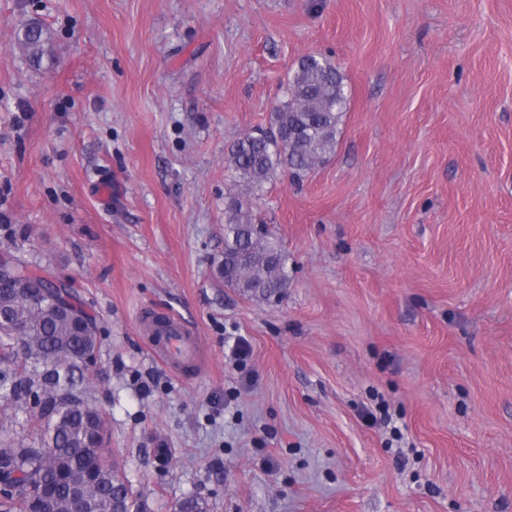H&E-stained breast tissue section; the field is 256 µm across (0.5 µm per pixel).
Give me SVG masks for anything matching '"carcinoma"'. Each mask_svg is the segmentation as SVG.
Returning <instances> with one entry per match:
<instances>
[{
	"label": "carcinoma",
	"mask_w": 512,
	"mask_h": 512,
	"mask_svg": "<svg viewBox=\"0 0 512 512\" xmlns=\"http://www.w3.org/2000/svg\"><path fill=\"white\" fill-rule=\"evenodd\" d=\"M45 29L37 21L22 28L20 44L32 62L44 55ZM347 106L344 77L330 61L315 55L300 59L287 78L285 94L267 128L240 137L228 151V168L241 187L224 211V285L245 296L278 299L288 284L287 256L267 225L258 224L248 196H258L276 171L300 180L336 152L339 123ZM0 273V348L16 343L46 366L38 381L23 389L7 385L5 400H23L42 422L30 444L0 439V512H146L128 481L102 454L106 421L77 390L75 373L98 348L97 329L79 327L50 299L33 301L11 285L14 271L31 281L24 260Z\"/></svg>",
	"instance_id": "1"
}]
</instances>
